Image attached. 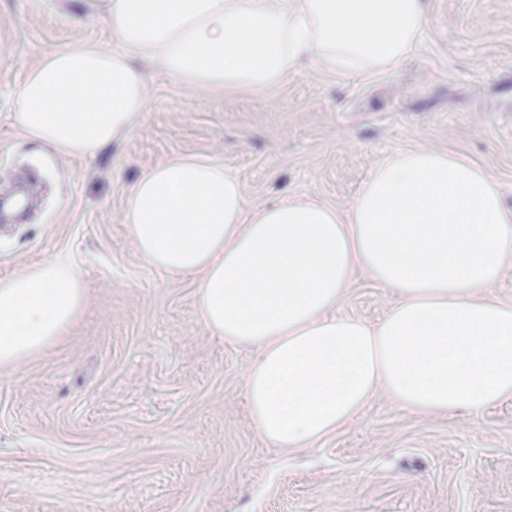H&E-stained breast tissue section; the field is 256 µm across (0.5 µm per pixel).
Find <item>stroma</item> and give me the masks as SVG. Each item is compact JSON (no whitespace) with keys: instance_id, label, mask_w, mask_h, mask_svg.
Wrapping results in <instances>:
<instances>
[{"instance_id":"obj_1","label":"stroma","mask_w":512,"mask_h":512,"mask_svg":"<svg viewBox=\"0 0 512 512\" xmlns=\"http://www.w3.org/2000/svg\"><path fill=\"white\" fill-rule=\"evenodd\" d=\"M424 42L389 73L292 71L276 89H201L152 72L145 111L98 157L15 126L47 51L111 45L89 0H0V277L47 260L86 288L46 351L0 369V512H512V399L429 415L380 395L287 453L262 439L252 347L202 321L196 283L148 265L129 192L177 156H214L248 210L290 198L348 209L373 170L419 147L484 167L512 206V0H429ZM396 298L358 276L339 315L377 323Z\"/></svg>"}]
</instances>
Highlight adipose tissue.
Here are the masks:
<instances>
[{
    "instance_id": "ef3b65f1",
    "label": "adipose tissue",
    "mask_w": 512,
    "mask_h": 512,
    "mask_svg": "<svg viewBox=\"0 0 512 512\" xmlns=\"http://www.w3.org/2000/svg\"><path fill=\"white\" fill-rule=\"evenodd\" d=\"M120 52L76 42L22 83L15 126L90 157L148 102L145 65L203 89H273L297 65L383 73L427 31L426 0H101ZM125 222L143 258L195 276L216 335L257 356L244 390L262 438L309 447L378 393L424 414L512 399V304L487 296L512 266V211L495 178L442 149L382 163L344 211L290 199L254 212L222 160L182 156L133 186ZM395 289L377 325L337 315L358 275ZM81 278L47 261L0 279V369L78 317Z\"/></svg>"
}]
</instances>
